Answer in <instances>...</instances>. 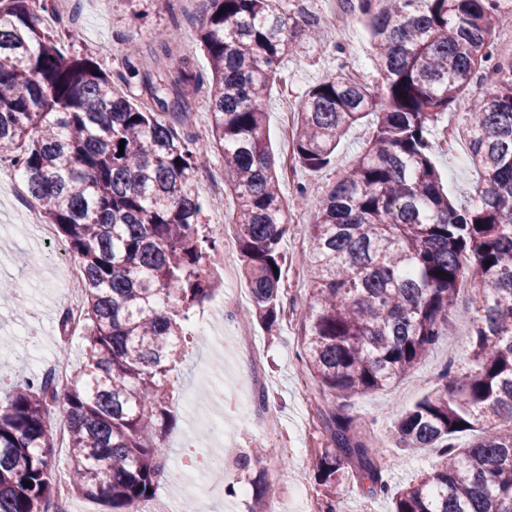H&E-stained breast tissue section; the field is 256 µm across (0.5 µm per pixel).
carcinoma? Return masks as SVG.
<instances>
[{
    "mask_svg": "<svg viewBox=\"0 0 512 512\" xmlns=\"http://www.w3.org/2000/svg\"><path fill=\"white\" fill-rule=\"evenodd\" d=\"M308 2L202 0L211 135L199 143L175 128L191 119L195 74L191 55H172L171 35L148 44L153 67L130 46L112 75L61 50L41 0H0V163L24 174L43 222L84 271L81 370L61 392L34 375L0 397V512H49L56 407L68 427L69 482L104 512H136L162 476H183L164 471L168 381L192 310L215 287L204 258L217 237L200 224L197 188L214 150L238 201L255 316L268 329L278 323L288 206L264 98L285 57L334 41ZM356 2L381 81L328 76L297 118L294 159L308 169L330 166L364 119L373 127L314 205L299 356L320 390L367 394L415 370L445 335L465 284L478 301L463 367L393 426L401 447L435 448L436 462L392 490L353 419L323 409L321 484L336 486L350 464L369 495L391 496L393 512H512V62L497 60L493 38L495 17L512 3ZM488 70L493 79L458 126L485 179L459 210L432 161V131ZM134 78L150 105L119 91ZM466 431L472 440L459 448L453 439Z\"/></svg>",
    "mask_w": 512,
    "mask_h": 512,
    "instance_id": "obj_1",
    "label": "carcinoma"
}]
</instances>
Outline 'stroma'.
Returning a JSON list of instances; mask_svg holds the SVG:
<instances>
[{
    "label": "stroma",
    "instance_id": "1",
    "mask_svg": "<svg viewBox=\"0 0 512 512\" xmlns=\"http://www.w3.org/2000/svg\"><path fill=\"white\" fill-rule=\"evenodd\" d=\"M58 0H46L51 13L44 19L69 55L96 62L105 71L121 69L122 54L128 45L146 44L154 34L173 32L181 51L194 54L199 84L193 117L186 133L197 140L210 137L207 86L210 64L197 43L198 13L172 15L166 0H68L65 13H57ZM348 24L336 36L354 54H342L326 47L311 58H284L281 78L265 98L266 134L279 165L280 192L288 206L290 223L282 242L286 256L283 280L287 306L273 331H266L251 315L250 288L241 272L234 224L236 200L224 194V237L231 250L224 256L235 281L234 287L218 282L212 297L195 308L194 318H208L222 332L223 344H209L188 336L186 360L171 374L176 421L168 433L171 450L168 465L190 470L197 453L189 437L201 425H215L223 440L235 450L225 455L220 472L222 482H237L240 494L225 496L214 504V512H249L252 491L258 483L271 485L273 505L279 512H303L293 489L291 475L301 471L318 505L335 500L339 512H390L387 497H370L352 475H345L333 490H326L316 479V468L324 446V429L319 408H333L353 418L355 431L369 447L390 451L383 476L389 484H405L435 459L434 449L419 452L397 449L391 423L430 394L439 384L449 364L466 359L472 329L473 308L469 292H462L448 320V335L432 348L409 376L377 391L347 398H333L320 392L297 357L302 327L309 311L310 282L306 276L308 226L314 219L310 202L319 198L336 170L347 167L369 135L367 125L351 129L341 140L330 167L312 170L293 163L289 151L298 111L309 89L323 78L347 70L363 81L374 82L370 39L355 10L347 12ZM434 162L449 199L466 205L481 174L470 161L468 145L450 137L447 122H440L435 133ZM305 189L308 201L299 204L298 189ZM21 196L17 190L0 191V275L12 282L15 293L28 303V315H19L14 295H0V384L12 386L28 376L31 340H38L51 352L68 351V370L80 362V341L63 345L59 336V311L67 286L59 263L47 257L48 248L29 230H17ZM42 266L37 276H29L30 258ZM246 407H239V397ZM272 448V456L238 466L239 455L254 443Z\"/></svg>",
    "mask_w": 512,
    "mask_h": 512
}]
</instances>
